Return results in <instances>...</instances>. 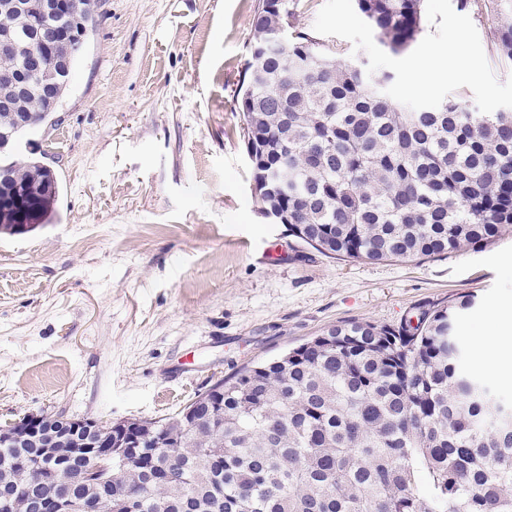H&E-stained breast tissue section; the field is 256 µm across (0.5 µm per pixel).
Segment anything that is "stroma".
<instances>
[{
	"label": "stroma",
	"mask_w": 512,
	"mask_h": 512,
	"mask_svg": "<svg viewBox=\"0 0 512 512\" xmlns=\"http://www.w3.org/2000/svg\"><path fill=\"white\" fill-rule=\"evenodd\" d=\"M69 92L36 139L52 223L0 235V427L28 414L161 419L218 377L350 322L473 295L475 348L512 330V229L478 249L326 257L260 212L236 100L259 0H97ZM498 80L502 18L462 6Z\"/></svg>",
	"instance_id": "1"
}]
</instances>
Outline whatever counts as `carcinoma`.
Segmentation results:
<instances>
[{
	"mask_svg": "<svg viewBox=\"0 0 512 512\" xmlns=\"http://www.w3.org/2000/svg\"><path fill=\"white\" fill-rule=\"evenodd\" d=\"M0 14L24 43L12 60L30 73L17 111L42 123L51 102L41 50L26 42L38 0ZM389 52L426 29L424 0H356ZM501 55L512 59V0H495ZM96 19V4L66 0L45 22ZM290 0H266L238 98L253 178L264 208L301 244L328 257L388 261L480 248L512 228V112H469L448 100L411 110L385 94L392 75L333 63L324 44L293 25ZM288 31V45L280 44ZM0 129L15 134L0 106ZM20 197L0 210V233L18 220L51 222L60 186L39 158L0 174ZM463 295L396 325L352 322L228 377L173 417L143 420L149 441L112 458L108 495L86 485L78 459L53 482L12 477L40 448L0 447V512L9 504L72 495L86 512H512V426L486 403L488 386L463 371ZM201 420L181 448L185 411Z\"/></svg>",
	"mask_w": 512,
	"mask_h": 512,
	"instance_id": "carcinoma-1",
	"label": "carcinoma"
}]
</instances>
